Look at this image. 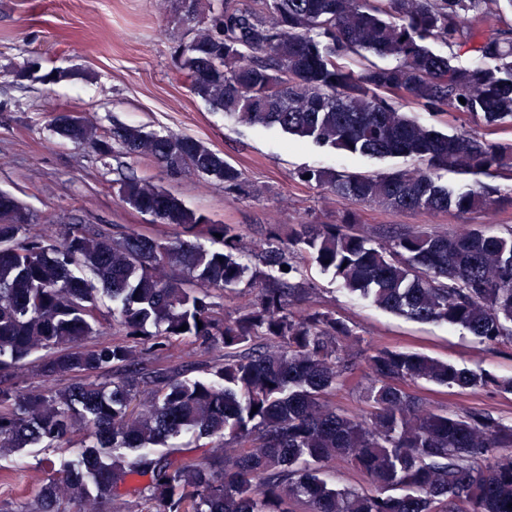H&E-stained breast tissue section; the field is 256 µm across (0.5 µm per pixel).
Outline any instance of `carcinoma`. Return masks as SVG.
<instances>
[{
	"instance_id": "obj_1",
	"label": "carcinoma",
	"mask_w": 512,
	"mask_h": 512,
	"mask_svg": "<svg viewBox=\"0 0 512 512\" xmlns=\"http://www.w3.org/2000/svg\"><path fill=\"white\" fill-rule=\"evenodd\" d=\"M497 2L253 0L242 8L239 0H190L182 20L192 37L176 53L191 91L240 123L422 163L387 176L303 169L298 178L385 209L465 212L498 202L499 188L484 179L512 168V144L443 134L399 101L512 126V28L487 33L468 20L471 12L489 17ZM431 42L457 46L475 64L437 54ZM367 54L390 63L368 60L356 70L343 62ZM55 133L103 156L117 147L247 193L240 169L189 136L124 126L109 141L85 121ZM440 171L468 174L473 184L454 192L438 181ZM119 194L175 226L176 237L162 241L116 224L110 234L70 226L54 244L23 239L17 219L28 212L0 191V458L87 430L76 458L49 464L20 512H59L61 501L103 512L132 476L145 479L143 512H512V453L484 464L512 450V424L482 410L450 414L404 388L422 380L512 393V378L380 349L365 357L370 411H341L332 398L356 366L343 346L353 330L330 310L293 309L303 288L292 276L295 253L306 250L380 308L461 326L496 344L512 339V235L480 227L460 236L395 231L376 243L351 228L350 215L340 224L301 218L270 225L256 243L270 268L260 274L242 261L232 225L213 224L141 180L121 184ZM202 238L220 247L206 249ZM243 283L258 289V299L224 316L211 290ZM101 291L120 339L87 347L104 327ZM185 338L224 349V359L201 365V377L177 378L158 361ZM36 353L42 374L67 386L16 390L12 369ZM182 435L233 448L201 463L157 451ZM338 459L372 490L330 484L322 468Z\"/></svg>"
}]
</instances>
